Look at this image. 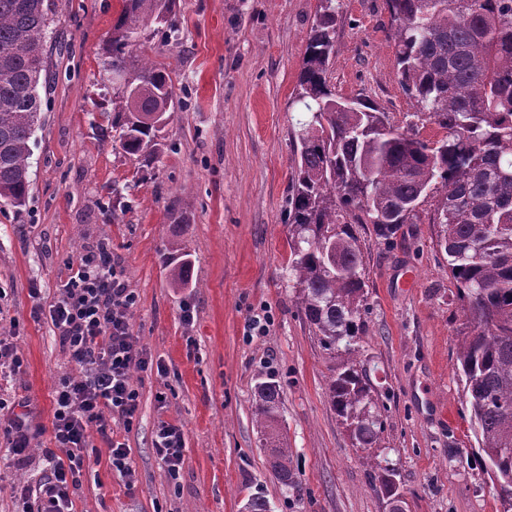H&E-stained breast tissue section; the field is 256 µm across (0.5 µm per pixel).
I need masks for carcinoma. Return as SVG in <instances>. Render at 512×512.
Masks as SVG:
<instances>
[{"label":"carcinoma","instance_id":"carcinoma-1","mask_svg":"<svg viewBox=\"0 0 512 512\" xmlns=\"http://www.w3.org/2000/svg\"><path fill=\"white\" fill-rule=\"evenodd\" d=\"M399 83L415 112L398 127L375 103H344L330 87L336 54V0H319L292 104L303 119L292 136L288 190V280L298 308L331 358H341L328 397L358 447H374L383 419L367 368L358 365L369 302L358 227L393 241L435 200L437 246L464 299L466 332L457 345L470 428L503 512H512V0H386ZM176 0H122L103 48V68L130 82L112 89L111 122L121 149L140 163L181 106L168 66L146 58L162 34L177 40ZM52 0H0V202L18 210L29 197L39 88L49 83L44 45ZM427 116L446 130L429 142ZM185 287L191 261H166ZM281 388L256 387L257 432L284 488L302 486L280 423ZM244 512H272L251 493Z\"/></svg>","mask_w":512,"mask_h":512}]
</instances>
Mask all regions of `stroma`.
Listing matches in <instances>:
<instances>
[{"label":"stroma","instance_id":"35a3bbf8","mask_svg":"<svg viewBox=\"0 0 512 512\" xmlns=\"http://www.w3.org/2000/svg\"><path fill=\"white\" fill-rule=\"evenodd\" d=\"M338 4L332 89L369 98L404 123L413 106L398 80L386 0ZM318 5L176 0L180 43L153 40L150 55L170 65L183 106L146 166L113 144L103 118L112 90L102 48L121 0H54L52 79L32 146L30 197L19 211L0 206V338L23 361L0 398L32 425L50 426L59 380L80 369L49 315L34 317L29 290L39 287L50 306L71 263L102 246L138 296L134 335L166 368L133 370L139 410L131 429L113 433L129 449L134 488L113 471L108 443L90 432L74 512H243L258 491L272 512H392L377 481L385 461L405 512H501L469 428L456 360L464 317L437 225H404L390 244L371 225L359 229L370 304L361 360L379 393L378 447L357 448L329 403L336 363L302 318L285 271L298 117L291 101ZM178 198L189 203L188 223L169 221ZM175 246L192 263L183 288L167 279ZM260 312L269 323L255 335L248 319ZM270 376L281 386L300 496L271 474L255 426V387ZM161 421L184 432L175 482L153 448ZM50 445L47 432L36 437L16 466L0 443V512H21L14 489L48 475Z\"/></svg>","mask_w":512,"mask_h":512}]
</instances>
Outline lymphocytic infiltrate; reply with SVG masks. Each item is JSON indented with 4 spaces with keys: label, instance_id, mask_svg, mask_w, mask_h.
Listing matches in <instances>:
<instances>
[{
    "label": "lymphocytic infiltrate",
    "instance_id": "f902f5d3",
    "mask_svg": "<svg viewBox=\"0 0 512 512\" xmlns=\"http://www.w3.org/2000/svg\"><path fill=\"white\" fill-rule=\"evenodd\" d=\"M135 304L134 291L100 248L80 256L73 275L50 305L59 340L83 374L64 378L55 391L53 445L44 451L50 474L36 488H21L22 512H72L70 490L80 482L81 451L92 427L110 443L113 470L126 484H133L127 448L113 441L112 426L132 425L139 406L132 371L153 366L131 329ZM153 447L170 477L178 478L185 447L181 427L160 422Z\"/></svg>",
    "mask_w": 512,
    "mask_h": 512
}]
</instances>
